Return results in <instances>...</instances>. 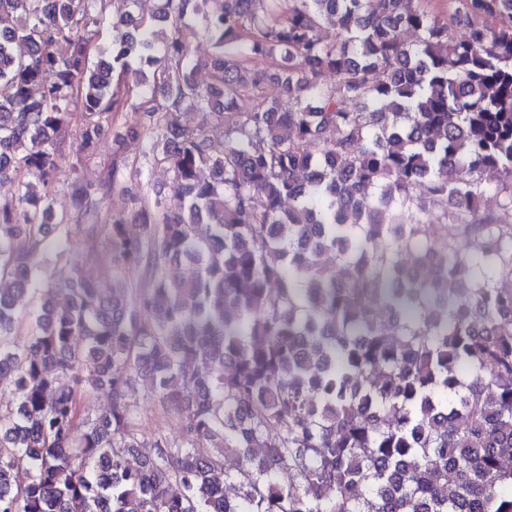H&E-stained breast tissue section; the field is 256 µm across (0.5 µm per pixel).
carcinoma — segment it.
<instances>
[{
    "label": "carcinoma",
    "instance_id": "carcinoma-1",
    "mask_svg": "<svg viewBox=\"0 0 512 512\" xmlns=\"http://www.w3.org/2000/svg\"><path fill=\"white\" fill-rule=\"evenodd\" d=\"M158 2L95 58L109 0H0V512H512V0ZM169 61L124 137L149 131L176 204L115 165L70 183L78 219L126 195L106 228L137 278L47 279L31 311L58 142L78 129L79 171L132 67ZM55 230L93 255L97 225ZM137 382L179 435H140Z\"/></svg>",
    "mask_w": 512,
    "mask_h": 512
}]
</instances>
